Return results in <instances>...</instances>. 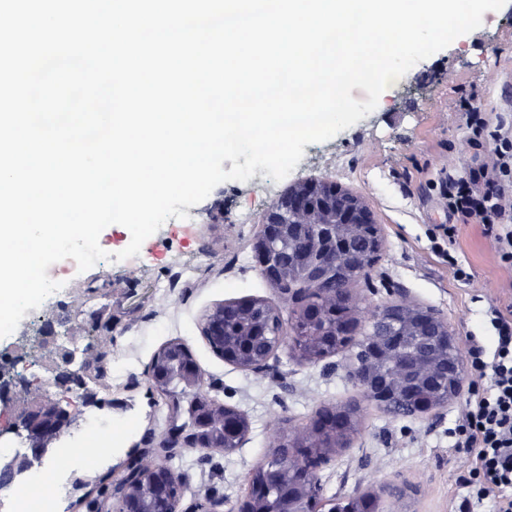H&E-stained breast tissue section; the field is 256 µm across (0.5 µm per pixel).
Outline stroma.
<instances>
[{"label": "stroma", "mask_w": 512, "mask_h": 512, "mask_svg": "<svg viewBox=\"0 0 512 512\" xmlns=\"http://www.w3.org/2000/svg\"><path fill=\"white\" fill-rule=\"evenodd\" d=\"M512 81V0L483 15L476 30L414 65L387 88L373 112L328 141L308 144L284 179L257 170L248 181L217 185L193 206L196 222L179 232L173 221L145 240L138 256L101 261L86 271L70 267L61 289L28 310L0 345L16 346L15 371L32 393L69 399L27 359L26 339L61 311L80 325L73 345H93L100 354L92 373L101 407H88L73 435L56 441L46 466L60 489L50 497L53 512H92L111 504L112 490L132 452L167 463L183 480L181 512H197L223 501V512L243 496L248 473L263 459L277 430L306 423L321 407L351 403L360 427L348 446L322 464L324 496L383 489V512H458L465 494L460 477L469 457L450 447L448 429L465 406V394L424 417L399 418L365 401L339 358L311 364L291 350L276 351L267 367L242 370L224 361L202 332L204 317L218 304L260 299L279 304L251 250L266 211L301 181H327L361 196L384 237L369 278L352 295L367 307L405 299L445 317L467 347L477 336L486 348L495 338L486 325L492 300L512 299V269L501 266L480 225L463 224L457 256L473 278H454L430 250V238L448 215L437 184L450 169L471 162L464 143L462 98L491 113L512 115L502 98ZM110 310L112 326L92 321ZM178 339L190 349L204 377V392L249 419L239 448L202 458L189 448H165L172 426L169 403L148 376L154 355ZM121 407H114V400Z\"/></svg>", "instance_id": "stroma-1"}]
</instances>
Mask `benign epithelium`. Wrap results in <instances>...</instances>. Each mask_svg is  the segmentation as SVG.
<instances>
[{
	"instance_id": "1",
	"label": "benign epithelium",
	"mask_w": 512,
	"mask_h": 512,
	"mask_svg": "<svg viewBox=\"0 0 512 512\" xmlns=\"http://www.w3.org/2000/svg\"><path fill=\"white\" fill-rule=\"evenodd\" d=\"M290 224H308L311 228L305 254L300 259L306 282L297 288L288 281V266L278 254V244ZM353 226L361 230L373 227L376 243H381L378 224L364 202L328 182L298 183L267 210L253 250L263 277L284 302L293 304L291 315H312V310L302 308L308 302L306 295L336 280V263L343 253L350 251L349 229ZM224 307L226 304L222 303L213 308L205 316L203 325V336L208 345L221 354L224 353ZM399 307L405 312L398 316L381 309L359 312V317L373 329L371 336L359 340L361 348L369 358L381 360L389 356L385 342L395 344L408 336L416 337L419 348L412 361L401 365V371L409 375L410 386L433 391L440 383L439 375L422 373L420 359L433 349L448 352L453 364L448 376L455 378V382L446 385L445 395L453 396V391L459 390L463 382L455 333L448 322L431 309L403 303ZM59 324L68 325L71 332L76 329L68 315L43 324L41 338L48 352L43 357V366L53 375L56 386H73L79 390L82 406L95 405L98 403L96 394L86 388L83 380V373L91 361L87 358L78 360L76 351L58 343L56 326ZM13 364V357L0 351V413L11 414L10 421L0 426V439L13 434L24 445V450L0 463L1 491L14 487L30 472L42 467L53 441L79 427L82 415L79 407L70 402L64 404L42 396L26 399L19 396L14 380L7 376ZM174 364L180 379L179 392L174 397L187 400L189 423L174 427L172 437L160 443V447L187 446L205 454L224 448V428L216 426L215 421L231 412L241 428L248 425V418L241 411L201 392L203 376L200 368L189 348L179 340L165 344L152 360L149 376L156 390L167 389ZM363 388L369 402L394 412V402L399 399L394 386L387 382L365 381ZM309 474L305 462H298L296 479L288 489V501L272 508L267 502V490L279 483L281 473L266 469L263 481H249L248 493L237 503L234 512H313L318 493ZM182 490L181 478L166 464L137 463L127 468L113 488L112 497L116 501L113 512H180Z\"/></svg>"
}]
</instances>
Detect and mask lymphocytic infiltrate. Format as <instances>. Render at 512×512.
<instances>
[{
	"mask_svg": "<svg viewBox=\"0 0 512 512\" xmlns=\"http://www.w3.org/2000/svg\"><path fill=\"white\" fill-rule=\"evenodd\" d=\"M461 107L466 143L475 159L440 179L448 221L439 225L431 241L433 252L448 263L456 280L467 282L472 274L456 255L462 224L482 225L499 263L512 268V123L502 116L490 121L467 100ZM488 314L495 348L489 351L470 341V390L461 417L448 431L454 447L465 449L471 458L460 512H477L493 495L499 498L496 512H512V303L490 302Z\"/></svg>",
	"mask_w": 512,
	"mask_h": 512,
	"instance_id": "f902f5d3",
	"label": "lymphocytic infiltrate"
}]
</instances>
